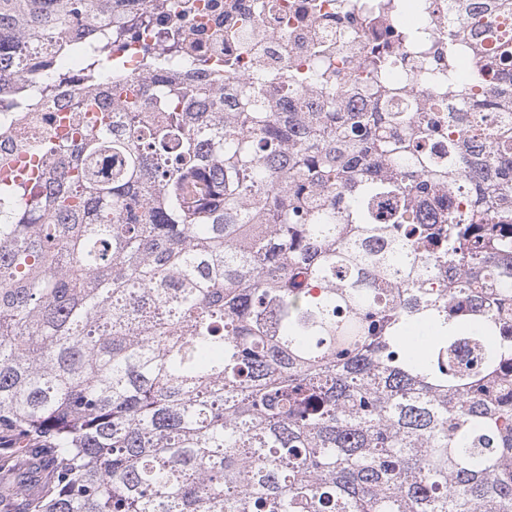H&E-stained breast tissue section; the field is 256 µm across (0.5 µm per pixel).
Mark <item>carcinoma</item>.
I'll use <instances>...</instances> for the list:
<instances>
[{
    "instance_id": "1",
    "label": "carcinoma",
    "mask_w": 512,
    "mask_h": 512,
    "mask_svg": "<svg viewBox=\"0 0 512 512\" xmlns=\"http://www.w3.org/2000/svg\"><path fill=\"white\" fill-rule=\"evenodd\" d=\"M125 2L0 0V84L32 60L53 97L18 39ZM510 20L456 0L416 90L371 58L372 112L295 71L226 112L180 39L130 102L86 55L96 122L71 102L80 140L0 184V434L36 463L0 512H512V39L483 44Z\"/></svg>"
}]
</instances>
